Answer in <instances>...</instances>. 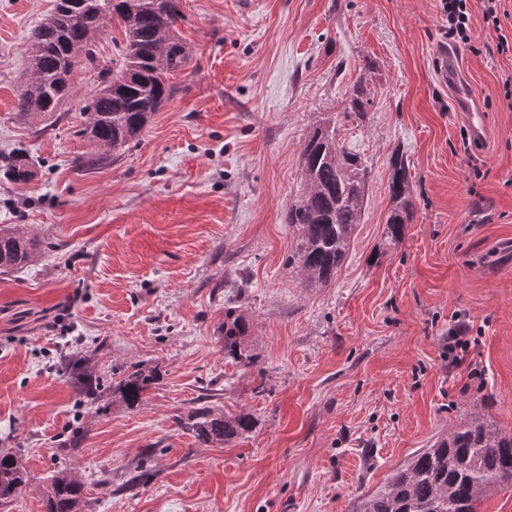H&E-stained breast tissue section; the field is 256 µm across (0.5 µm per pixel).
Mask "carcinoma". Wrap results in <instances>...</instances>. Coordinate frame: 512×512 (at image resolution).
I'll list each match as a JSON object with an SVG mask.
<instances>
[{
  "label": "carcinoma",
  "mask_w": 512,
  "mask_h": 512,
  "mask_svg": "<svg viewBox=\"0 0 512 512\" xmlns=\"http://www.w3.org/2000/svg\"><path fill=\"white\" fill-rule=\"evenodd\" d=\"M181 0H55L52 10L31 31L29 78L18 95L17 115L28 121L53 116L73 92L72 72L80 61L95 62L92 34L108 22L123 28L120 63L103 71L98 89L83 107L84 134L91 151L80 159L88 169L110 162L135 141L150 117L168 100L173 88L168 76L183 69L189 52L175 31ZM370 104L362 82L350 94L354 112ZM305 191L288 206L285 223L296 227L294 259L312 283L325 284L342 264L359 224L366 195V172L360 158L336 138V127H317L302 152ZM0 168L15 182L33 176L23 151L0 156ZM390 208L386 219L391 235H401L411 223L414 202L409 162L404 154L391 157ZM40 256L39 242L14 225H0V273L21 269ZM250 325L229 311L224 318V358L248 366L252 355L243 338ZM61 363L78 372L89 399L103 383L89 367L64 355ZM158 380L157 372L138 368L119 383L121 397L133 405ZM183 429L204 444L222 443L251 430L253 417H233L202 406L180 421ZM22 458L0 452V502L6 504L26 485ZM512 486V433L474 414L448 436L420 449L385 485L365 497L358 512H479L493 489ZM84 484L64 466L51 476L45 512H79Z\"/></svg>",
  "instance_id": "1"
}]
</instances>
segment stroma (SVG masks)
Returning a JSON list of instances; mask_svg holds the SVG:
<instances>
[{
    "instance_id": "35a3bbf8",
    "label": "stroma",
    "mask_w": 512,
    "mask_h": 512,
    "mask_svg": "<svg viewBox=\"0 0 512 512\" xmlns=\"http://www.w3.org/2000/svg\"><path fill=\"white\" fill-rule=\"evenodd\" d=\"M52 3L0 0V152L35 162L28 182L0 174V224L42 246L38 264L0 275V449L29 473L0 512H44L62 466L84 484L80 512H357L472 412L512 431V57L481 0L470 43L454 47L440 0H182L190 61L173 95L94 170L74 165L90 149L82 107L119 58L116 24L96 32L97 62L75 66L53 126L15 116ZM448 51L487 115L481 145L439 78ZM359 82L372 101L361 114ZM325 123L364 163L366 196L335 277L315 286L284 215ZM396 150L415 202L398 242ZM231 307L251 325L247 368L224 358ZM457 319L470 326L461 364L448 352ZM64 352L101 378L95 403L57 369ZM136 365L160 379L130 407L117 385ZM204 402L251 413L253 430L200 444L178 420ZM142 468L150 480L125 489Z\"/></svg>"
}]
</instances>
